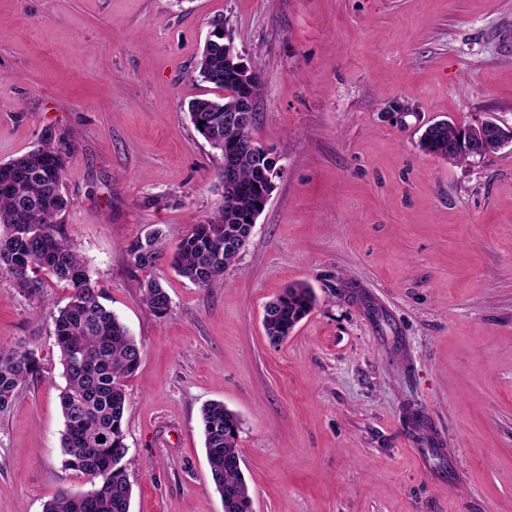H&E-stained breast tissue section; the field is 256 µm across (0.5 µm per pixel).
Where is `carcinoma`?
<instances>
[{
    "label": "carcinoma",
    "instance_id": "obj_1",
    "mask_svg": "<svg viewBox=\"0 0 512 512\" xmlns=\"http://www.w3.org/2000/svg\"><path fill=\"white\" fill-rule=\"evenodd\" d=\"M238 58L224 50L204 47L196 72L201 81L230 91L223 98L203 97L188 107L190 119L205 116L223 146H211L221 161L233 156L234 179L223 181L224 200L191 229L172 258L163 247V233L154 228L125 246L129 265L151 271L170 261L181 277L201 288H211L224 278V270L235 262L229 247H246L257 217L263 211L275 183L266 179L258 158L264 148L252 135L241 137L224 129V108L246 96L252 84H261L257 68L242 75ZM471 135L437 121L425 127L418 146L427 154L448 162L469 160L465 149L448 154V145ZM65 152L46 139L37 148L0 164V234L19 232L11 250L0 252V272L23 278L19 290L28 298L41 300L47 274L71 288L69 302L54 316L55 344L60 353L66 386L61 393L65 430L61 445L66 465L87 477L91 489L77 494L62 493L44 505V512H130L132 487L128 479L124 414L125 383L138 369L141 348L126 325L102 302V290L80 256L63 238L57 217L67 207L62 192ZM143 304L157 317L169 312V296L154 278L146 282ZM311 286L298 281L266 303L263 327L272 343L284 342L296 325L316 306ZM42 372L36 354L18 355L0 349V416L10 412L22 387ZM208 474L224 503V512H251L249 488L241 470V419L221 402L201 410Z\"/></svg>",
    "mask_w": 512,
    "mask_h": 512
}]
</instances>
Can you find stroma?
Listing matches in <instances>:
<instances>
[{
    "label": "stroma",
    "instance_id": "stroma-1",
    "mask_svg": "<svg viewBox=\"0 0 512 512\" xmlns=\"http://www.w3.org/2000/svg\"><path fill=\"white\" fill-rule=\"evenodd\" d=\"M217 23L260 71L253 136L283 173L222 283L157 269L159 318L124 247L153 226L176 247L222 202L188 112ZM439 119L512 126V0H0V163L65 144L57 222L141 346L131 512H224L211 401L242 420L252 512H512V148L426 154ZM296 281L317 304L270 344L264 306ZM68 296L0 274V348L43 363L0 417V512L90 488L60 445ZM143 304L157 317L163 318L169 312V296L155 279H149L142 296Z\"/></svg>",
    "mask_w": 512,
    "mask_h": 512
}]
</instances>
